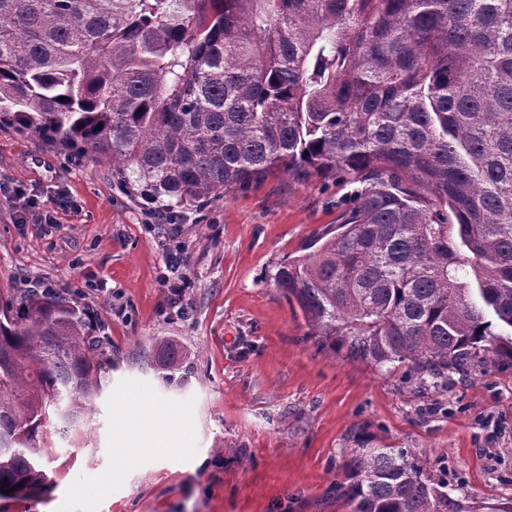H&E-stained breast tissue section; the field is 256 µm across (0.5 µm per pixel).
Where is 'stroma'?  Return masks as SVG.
<instances>
[{
  "mask_svg": "<svg viewBox=\"0 0 512 512\" xmlns=\"http://www.w3.org/2000/svg\"><path fill=\"white\" fill-rule=\"evenodd\" d=\"M351 191L275 171L167 212L110 159L1 127L0 305L20 288L68 291L105 339V384L79 429L46 428L47 481L1 494L0 512H351L335 483L360 446L407 449L472 512L511 504L512 363L421 387L309 336L276 287L278 263L332 232ZM178 265L183 318L161 282ZM160 337L187 353L168 381ZM144 411L173 416L171 453H133Z\"/></svg>",
  "mask_w": 512,
  "mask_h": 512,
  "instance_id": "stroma-1",
  "label": "stroma"
}]
</instances>
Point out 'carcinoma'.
Instances as JSON below:
<instances>
[{
	"mask_svg": "<svg viewBox=\"0 0 512 512\" xmlns=\"http://www.w3.org/2000/svg\"><path fill=\"white\" fill-rule=\"evenodd\" d=\"M2 126L168 208L273 170L359 183L274 274L310 335L420 386L512 362V0H0ZM98 351L63 292L0 308V489L45 481L40 427H77ZM343 472L352 512H471L399 448Z\"/></svg>",
	"mask_w": 512,
	"mask_h": 512,
	"instance_id": "carcinoma-1",
	"label": "carcinoma"
}]
</instances>
